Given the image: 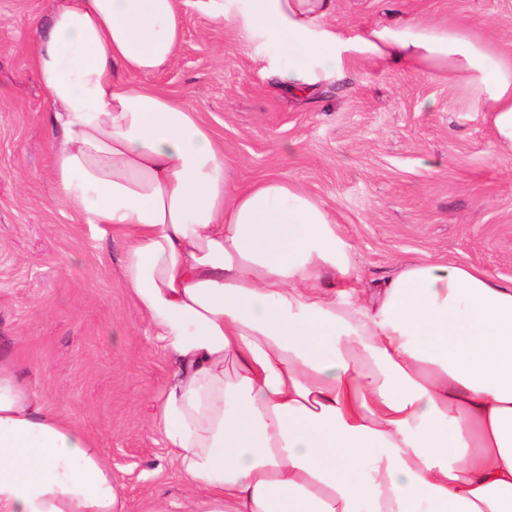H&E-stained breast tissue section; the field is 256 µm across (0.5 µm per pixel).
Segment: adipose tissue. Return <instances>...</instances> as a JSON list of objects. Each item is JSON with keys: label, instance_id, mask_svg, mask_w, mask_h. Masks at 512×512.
<instances>
[{"label": "adipose tissue", "instance_id": "1", "mask_svg": "<svg viewBox=\"0 0 512 512\" xmlns=\"http://www.w3.org/2000/svg\"><path fill=\"white\" fill-rule=\"evenodd\" d=\"M336 0H245L289 91L344 53L476 90L512 150V56L391 15L349 39ZM177 0H63L30 64L59 200L123 239L121 276L174 364L156 421L195 495L149 512H512V279L435 258L358 287L335 217L300 184L237 185L194 110L150 85ZM0 512H121L96 440L0 357Z\"/></svg>", "mask_w": 512, "mask_h": 512}]
</instances>
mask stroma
<instances>
[{
	"label": "stroma",
	"mask_w": 512,
	"mask_h": 512,
	"mask_svg": "<svg viewBox=\"0 0 512 512\" xmlns=\"http://www.w3.org/2000/svg\"><path fill=\"white\" fill-rule=\"evenodd\" d=\"M60 0H0V356L47 409L94 436L124 512L187 489L153 418L173 365L120 275L123 245L57 200L48 105L29 66L34 26ZM470 27L512 53V0H336L353 38L388 7ZM182 43L150 84L198 113L234 178L302 184L344 227L363 287L398 261L433 256L512 278V151L497 150L466 84L359 54L300 96L288 57L218 12L179 0Z\"/></svg>",
	"instance_id": "35a3bbf8"
}]
</instances>
